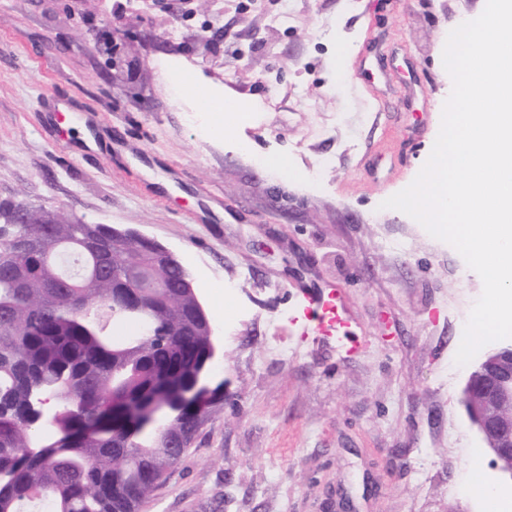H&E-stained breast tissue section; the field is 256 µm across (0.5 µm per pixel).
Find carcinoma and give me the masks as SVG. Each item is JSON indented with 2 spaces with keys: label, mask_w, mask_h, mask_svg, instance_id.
Listing matches in <instances>:
<instances>
[{
  "label": "carcinoma",
  "mask_w": 512,
  "mask_h": 512,
  "mask_svg": "<svg viewBox=\"0 0 512 512\" xmlns=\"http://www.w3.org/2000/svg\"><path fill=\"white\" fill-rule=\"evenodd\" d=\"M18 207L0 203V512H25L33 495L49 512H138L203 423L190 406L160 423L172 448L154 447L155 432L138 425L210 369L213 336L183 287L189 273L154 265L140 238L112 241L106 224L59 214L47 224L37 208L15 224ZM131 272L167 288H131ZM129 309L152 333L118 345L104 319ZM39 389L58 403L57 448L42 444Z\"/></svg>",
  "instance_id": "1"
}]
</instances>
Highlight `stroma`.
<instances>
[{"mask_svg": "<svg viewBox=\"0 0 512 512\" xmlns=\"http://www.w3.org/2000/svg\"><path fill=\"white\" fill-rule=\"evenodd\" d=\"M485 4L0 0V203L158 241L212 320L223 397L139 512H488L473 449L506 482L455 362L482 280L382 206L439 134L449 25ZM178 71L251 116L204 134Z\"/></svg>", "mask_w": 512, "mask_h": 512, "instance_id": "stroma-1", "label": "stroma"}]
</instances>
